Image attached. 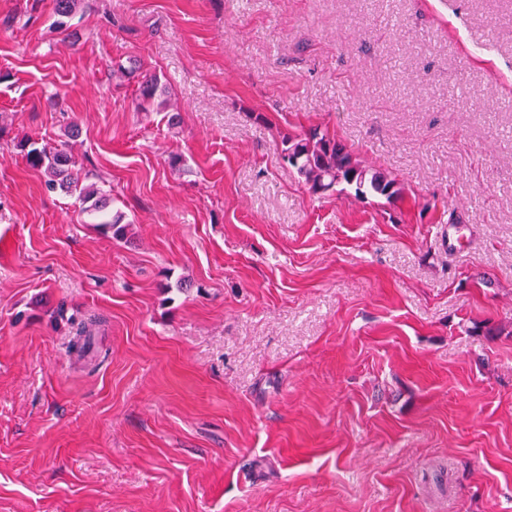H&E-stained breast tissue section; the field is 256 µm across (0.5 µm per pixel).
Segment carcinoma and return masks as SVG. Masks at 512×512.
Returning a JSON list of instances; mask_svg holds the SVG:
<instances>
[{"instance_id": "carcinoma-1", "label": "carcinoma", "mask_w": 512, "mask_h": 512, "mask_svg": "<svg viewBox=\"0 0 512 512\" xmlns=\"http://www.w3.org/2000/svg\"><path fill=\"white\" fill-rule=\"evenodd\" d=\"M78 7L79 0H52L54 26L68 37L72 36L71 20ZM167 93V87L157 75H142L135 98L136 110L150 111L156 100ZM281 145L282 159L296 170L314 194L335 187L343 191L349 188L359 198L370 194L393 199L402 193L396 179L356 158L346 146L317 130L287 135L282 138ZM19 147L24 151L27 165L44 173L48 191L78 193L79 198L91 202L89 211L96 216V224L103 233L115 240L126 238L128 225L122 223V216L108 213L111 205L109 195L94 183L85 184L89 174L83 175L74 169V162L67 150L45 145L39 148L28 139L20 141Z\"/></svg>"}]
</instances>
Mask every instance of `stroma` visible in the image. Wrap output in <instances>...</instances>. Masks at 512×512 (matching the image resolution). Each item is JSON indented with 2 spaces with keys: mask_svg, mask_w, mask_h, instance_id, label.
<instances>
[{
  "mask_svg": "<svg viewBox=\"0 0 512 512\" xmlns=\"http://www.w3.org/2000/svg\"><path fill=\"white\" fill-rule=\"evenodd\" d=\"M8 16L0 512H512V0ZM131 59L167 110L136 111ZM316 126L403 198L311 194L280 141ZM25 138L100 176L127 239ZM36 143L30 139L22 140L19 147L24 151V158L27 165L32 169L43 171L45 187L49 192L60 190L64 193L77 192L83 201H91L89 211L94 214L97 224L104 234H111L112 239L124 240L127 236L129 224L122 223L120 214L110 216L108 209L112 203L109 195L95 183L83 184L88 180L89 174L84 173L81 177L79 171H75L71 154L64 148L35 146ZM30 148L27 150L26 147ZM26 151V152H25Z\"/></svg>",
  "mask_w": 512,
  "mask_h": 512,
  "instance_id": "stroma-1",
  "label": "stroma"
}]
</instances>
